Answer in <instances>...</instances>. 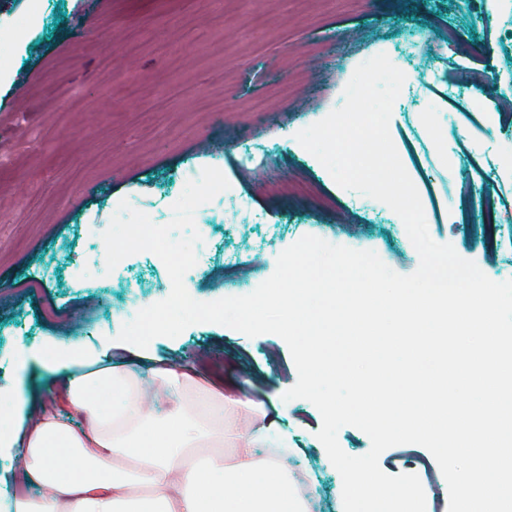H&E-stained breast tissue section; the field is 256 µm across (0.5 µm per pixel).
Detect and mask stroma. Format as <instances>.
Returning a JSON list of instances; mask_svg holds the SVG:
<instances>
[{
	"instance_id": "35a3bbf8",
	"label": "stroma",
	"mask_w": 512,
	"mask_h": 512,
	"mask_svg": "<svg viewBox=\"0 0 512 512\" xmlns=\"http://www.w3.org/2000/svg\"><path fill=\"white\" fill-rule=\"evenodd\" d=\"M0 388L47 382L17 345L98 344L172 283L153 253L105 265L101 218L121 200L172 218L187 181L213 166L236 207L195 212L202 237L184 277L200 302L252 293L306 235L375 251L394 272L419 256L385 204L338 187L296 134L343 103L355 68L384 53L413 79L389 131L431 238L512 279V0H0ZM481 72L479 94L461 71ZM192 95H184V88ZM164 108H155L156 99ZM458 114L449 125V111ZM153 354L201 357L273 402L310 512H343L341 476L277 335L200 323Z\"/></svg>"
}]
</instances>
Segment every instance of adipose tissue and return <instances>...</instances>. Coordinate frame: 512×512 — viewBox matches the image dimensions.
Masks as SVG:
<instances>
[{"mask_svg": "<svg viewBox=\"0 0 512 512\" xmlns=\"http://www.w3.org/2000/svg\"><path fill=\"white\" fill-rule=\"evenodd\" d=\"M54 351L38 409L12 391L10 426L0 432V452L39 492L24 485L0 497V512H308L311 490L275 420L242 432L212 416L220 402L230 413L250 407L248 380L228 400L223 380L192 364L117 363L111 348L88 356L74 341ZM147 427L163 445L133 454ZM226 444L228 456L219 452Z\"/></svg>", "mask_w": 512, "mask_h": 512, "instance_id": "1", "label": "adipose tissue"}]
</instances>
